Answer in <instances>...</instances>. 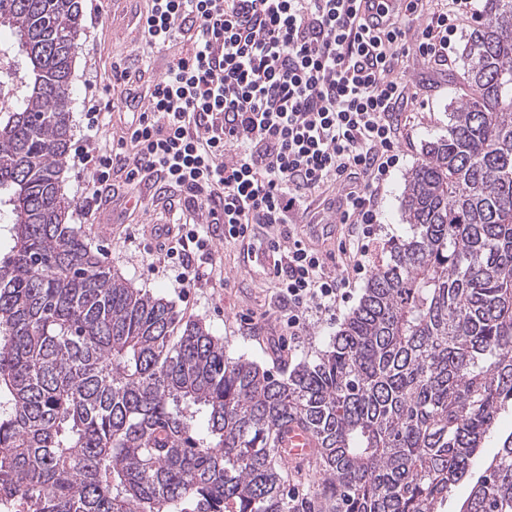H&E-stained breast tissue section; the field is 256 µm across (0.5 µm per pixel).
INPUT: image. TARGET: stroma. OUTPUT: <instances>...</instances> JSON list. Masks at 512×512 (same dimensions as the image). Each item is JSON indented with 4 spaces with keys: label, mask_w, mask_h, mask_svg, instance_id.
<instances>
[{
    "label": "stroma",
    "mask_w": 512,
    "mask_h": 512,
    "mask_svg": "<svg viewBox=\"0 0 512 512\" xmlns=\"http://www.w3.org/2000/svg\"><path fill=\"white\" fill-rule=\"evenodd\" d=\"M144 7L143 0H82V31L72 75V146L84 143V114L89 107L85 83L89 76H96L106 91V100L115 106L97 137L103 149H111L113 137L124 128V119L130 118L122 95L124 86L112 64L114 57L137 55L135 14ZM475 25L470 18L459 25L454 36L455 52L448 65L425 64L416 59L408 63L406 78L411 90L418 93V103L413 110L393 117L400 131V162L382 192L381 232L372 246L373 265L386 263L391 243L412 234L400 207L404 178L421 159L425 145L447 133L452 104L468 90L461 51ZM80 184L76 169L65 165L62 190L72 202V221L99 251L105 265L121 272L134 287L172 301L184 318L205 322L214 335L223 338L231 358H248L270 369L282 359L292 366L301 363L326 349L364 293L367 281L362 278L333 321L309 325L298 339H289L277 320L279 306L264 272V257L244 261L238 246L215 237L207 275L193 287H180L160 271L164 252L153 227L171 218L161 201L153 200L151 191L141 188L135 191L134 201L120 199L89 214L84 210ZM105 218L112 225L107 234L99 230Z\"/></svg>",
    "instance_id": "obj_1"
}]
</instances>
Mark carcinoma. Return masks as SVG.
Returning <instances> with one entry per match:
<instances>
[{
  "label": "carcinoma",
  "mask_w": 512,
  "mask_h": 512,
  "mask_svg": "<svg viewBox=\"0 0 512 512\" xmlns=\"http://www.w3.org/2000/svg\"><path fill=\"white\" fill-rule=\"evenodd\" d=\"M29 82L0 106V498L27 512H512V0H483L472 89L425 146L390 247L311 362L274 373L104 265L70 223L80 0H0ZM317 440L301 495L284 429ZM496 451L473 478L490 438Z\"/></svg>",
  "instance_id": "carcinoma-1"
}]
</instances>
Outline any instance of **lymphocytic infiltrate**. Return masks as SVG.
Returning a JSON list of instances; mask_svg holds the SVG:
<instances>
[{"instance_id":"obj_1","label":"lymphocytic infiltrate","mask_w":512,"mask_h":512,"mask_svg":"<svg viewBox=\"0 0 512 512\" xmlns=\"http://www.w3.org/2000/svg\"><path fill=\"white\" fill-rule=\"evenodd\" d=\"M474 2L435 0L427 13L423 0H146L143 60L123 70L126 99L145 106L111 153L77 152L94 163L87 207L111 202L114 174L131 191L149 176L223 225L225 243L266 227L256 240L274 257L279 321L302 335L335 316L367 270L381 193L400 161L390 118L415 102L405 57L447 64ZM421 15L425 27L412 30ZM187 32L191 52L149 77L151 55ZM312 197L350 230L333 268L300 229ZM167 240L178 284L194 285L211 234L182 226Z\"/></svg>"}]
</instances>
